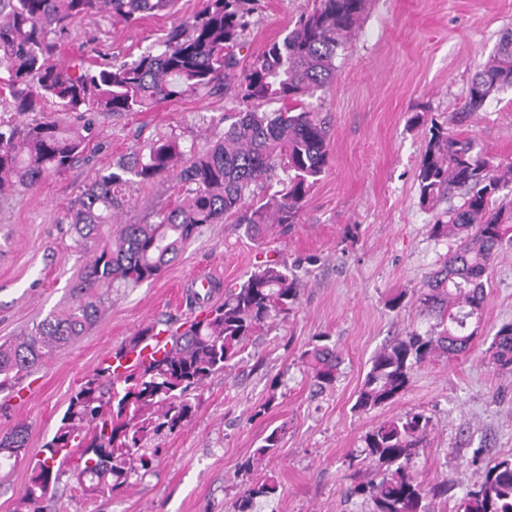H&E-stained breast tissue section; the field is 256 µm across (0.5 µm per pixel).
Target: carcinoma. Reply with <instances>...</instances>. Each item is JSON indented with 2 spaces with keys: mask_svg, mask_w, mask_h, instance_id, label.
<instances>
[{
  "mask_svg": "<svg viewBox=\"0 0 512 512\" xmlns=\"http://www.w3.org/2000/svg\"><path fill=\"white\" fill-rule=\"evenodd\" d=\"M178 0H0V106L21 120L0 117V192L32 189L69 168L89 143L84 131L40 116L57 112L115 114L149 112L165 101L202 89L234 85L235 98L252 104L224 115L229 125L213 144L198 150L160 137L148 153L118 161L78 197L70 231L86 253L77 285L79 298L51 313L16 341L0 345V392H13L32 370L58 348L82 336L97 319L116 283L151 282L174 262L184 246L207 224L232 218L256 241L277 227L298 222L305 199L329 162L330 128L311 109L309 99L336 77V57L358 31L368 0H315L283 37L269 43L249 70L236 74V52L245 47L255 0H206L203 11L170 27L161 50L143 51L131 61L83 56L62 68L52 61L59 41L76 22L89 17L133 22L170 13ZM512 86V29L504 31L494 54L468 84L461 123L504 87ZM277 102L272 112L265 102ZM286 173L287 179L280 178ZM173 176L186 195L156 213L150 224H120L126 190ZM419 201L435 208L449 205L430 225L434 238H448L438 270L416 291L421 311L437 319L426 334L409 332L371 358L354 409L369 412L393 403L410 387L419 367L466 354L483 322L484 276L495 254L512 245V199L494 197L512 185V165L503 166L476 150L473 137L430 121L417 169ZM277 182L269 197L256 190ZM300 282L285 261H265L224 303L211 307L183 332L170 334L168 348L150 359L97 370L70 397L61 424L31 466L18 512H47L48 495L62 478L83 493L111 491L132 473L155 466L149 438L187 424L195 405L190 391L217 374L233 370L242 353L269 323L298 305ZM155 326L139 329L113 357L120 362L154 336ZM485 355L494 367L512 372V322L502 324ZM322 392L339 377L342 362L328 336H316L302 354ZM422 411H407L368 430L364 446L351 454L345 488L349 498L370 503L369 512H436L437 502L454 497L458 482L419 479L416 462L431 431ZM283 428L273 429L243 463L246 470L270 458ZM28 429L0 434V468L27 457ZM94 448L93 463L71 468L76 452ZM53 474L52 482L42 480ZM279 490L273 479L248 485L232 512H256L260 499ZM456 512H512V456L488 466L480 482L456 503Z\"/></svg>",
  "mask_w": 512,
  "mask_h": 512,
  "instance_id": "cac0c4a2",
  "label": "carcinoma"
}]
</instances>
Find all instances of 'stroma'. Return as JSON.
Wrapping results in <instances>:
<instances>
[{
    "mask_svg": "<svg viewBox=\"0 0 512 512\" xmlns=\"http://www.w3.org/2000/svg\"><path fill=\"white\" fill-rule=\"evenodd\" d=\"M203 7L204 0H179L176 14L132 24L85 18L71 27L54 59L68 66L90 49L117 61L137 57ZM312 7L313 0H261L239 70L249 69L269 41L284 37ZM508 28L512 0H370L336 60L334 82L311 101L330 126V155L298 223L260 243L241 225H206L153 282L115 284L87 333L56 350L25 380L22 394L0 393V434L26 425L29 451L37 453L104 355L145 326L174 330L199 315L191 301L193 278L211 276L235 288L262 261L297 266L303 291L296 310L257 338L250 358L198 390L192 419L157 439L153 471L132 475L105 495L86 496L61 481L49 512H229L239 492L266 474L277 478L279 490L275 499L259 501L257 512H369L363 499L343 497L346 456L362 447L376 423L411 409L425 411L433 425L417 462L420 477L456 476V496L480 481L488 465L512 455V372L484 358L485 337L512 321L510 247L484 277V336L470 352L421 366L410 389L388 406L367 413L353 408L373 354L434 323L415 304H388L397 291L416 292L449 247L431 238L435 212L419 202L416 171L426 121L444 123L459 111L476 66ZM235 107L233 92L204 89L149 112L97 116L86 152L70 169L32 190L0 196V343L75 302L86 257L68 226L82 191L131 149H147L160 136L185 146L215 140ZM462 129L483 153L512 164V87L471 114ZM184 193L172 177L131 189L119 220L153 221ZM316 336L329 337L343 359L335 386L321 393L301 359ZM274 380L280 386L270 404ZM260 405L265 413L254 415ZM279 426L286 432L270 462L244 472L242 463Z\"/></svg>",
    "mask_w": 512,
    "mask_h": 512,
    "instance_id": "stroma-1",
    "label": "stroma"
}]
</instances>
